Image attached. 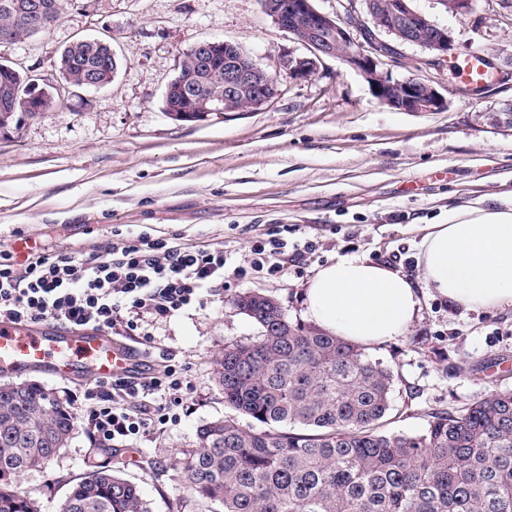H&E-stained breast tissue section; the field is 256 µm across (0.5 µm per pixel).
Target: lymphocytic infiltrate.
Here are the masks:
<instances>
[{
	"mask_svg": "<svg viewBox=\"0 0 512 512\" xmlns=\"http://www.w3.org/2000/svg\"><path fill=\"white\" fill-rule=\"evenodd\" d=\"M313 243H289L281 231L256 236L248 269L277 275L299 262ZM223 249L185 242L182 235L147 233L106 240L89 256L37 250L24 262L0 255V321H52L134 334L133 313L146 310L167 319L201 303L207 289L223 285ZM246 269L230 273L243 277ZM161 370L96 384L84 393L79 413L91 434L104 443H127L157 424L177 420L188 386L185 367L171 353Z\"/></svg>",
	"mask_w": 512,
	"mask_h": 512,
	"instance_id": "lymphocytic-infiltrate-1",
	"label": "lymphocytic infiltrate"
}]
</instances>
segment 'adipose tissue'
Here are the masks:
<instances>
[{"mask_svg":"<svg viewBox=\"0 0 512 512\" xmlns=\"http://www.w3.org/2000/svg\"><path fill=\"white\" fill-rule=\"evenodd\" d=\"M419 269L427 288L465 309L512 307V210L476 209L431 225ZM305 297L313 323L359 345L403 336L420 306L408 276L358 257L321 266Z\"/></svg>","mask_w":512,"mask_h":512,"instance_id":"1","label":"adipose tissue"}]
</instances>
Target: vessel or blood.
I'll return each mask as SVG.
<instances>
[{
    "instance_id": "obj_1",
    "label": "vessel or blood",
    "mask_w": 512,
    "mask_h": 512,
    "mask_svg": "<svg viewBox=\"0 0 512 512\" xmlns=\"http://www.w3.org/2000/svg\"><path fill=\"white\" fill-rule=\"evenodd\" d=\"M139 357L129 345L95 328L51 322H0V379L29 372L68 379L91 369L97 379L131 374Z\"/></svg>"
}]
</instances>
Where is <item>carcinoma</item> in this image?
<instances>
[{
	"mask_svg": "<svg viewBox=\"0 0 512 512\" xmlns=\"http://www.w3.org/2000/svg\"><path fill=\"white\" fill-rule=\"evenodd\" d=\"M2 30L32 37L0 8ZM63 53L77 77L98 63L78 40ZM234 304L260 329L215 360L234 415L202 424L176 463L181 489L207 512H512V390L439 413L420 434H388L389 369L291 323L265 294ZM74 428L69 404L43 384L0 382V512H40L6 480L44 467ZM60 512L152 510L137 485L91 457Z\"/></svg>",
	"mask_w": 512,
	"mask_h": 512,
	"instance_id": "carcinoma-1",
	"label": "carcinoma"
}]
</instances>
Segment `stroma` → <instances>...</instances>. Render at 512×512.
<instances>
[{"mask_svg": "<svg viewBox=\"0 0 512 512\" xmlns=\"http://www.w3.org/2000/svg\"><path fill=\"white\" fill-rule=\"evenodd\" d=\"M414 9L455 34L454 63L482 54L501 64L512 48V9L476 0L468 16L440 0ZM87 37L112 43L118 70L97 90L77 89L51 112L26 116L0 137V251L22 238L53 251L92 253L113 232L179 233L224 248L228 268L249 264L261 230L289 229V241L315 249L277 276L229 278L204 307L170 319L143 315L149 352L167 350L187 366L192 393L180 421L155 426L135 453L95 443L76 425L67 446L43 468L11 477L58 512L89 456L119 468L155 512H202L184 500L173 467L195 447L198 427L227 415L215 377L226 342H247L258 326L233 305L258 291L291 322L307 323L305 286L323 264L342 258L383 263L416 278V255L430 225L472 209L512 208V127L492 113L512 99V79L470 92L449 83L415 45L385 59L392 77L448 86L447 109L401 112L382 104L356 71L323 59L304 81L284 62L306 49L264 13L261 0H66L45 34L0 48V58L62 83L61 50ZM207 40L235 44L281 83L271 105L177 122L163 110L166 84L182 56ZM420 310L408 332L366 347L393 374L389 431L422 433L434 413H462L494 389L512 390V307L469 311L416 285Z\"/></svg>", "mask_w": 512, "mask_h": 512, "instance_id": "stroma-1", "label": "stroma"}]
</instances>
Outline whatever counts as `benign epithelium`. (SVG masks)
I'll return each instance as SVG.
<instances>
[{
    "instance_id": "obj_1",
    "label": "benign epithelium",
    "mask_w": 512,
    "mask_h": 512,
    "mask_svg": "<svg viewBox=\"0 0 512 512\" xmlns=\"http://www.w3.org/2000/svg\"><path fill=\"white\" fill-rule=\"evenodd\" d=\"M362 6H357V2ZM411 0H343V13L334 16L315 8L313 0H264V11L274 24L286 30L303 44L308 54L288 57L290 78L304 81L318 69L324 57L338 59L358 72L369 84L376 98L389 108L402 112H438L448 106L439 89L415 76L394 79L381 68L385 49H396L405 43L421 47L437 59L453 55L455 39L450 30L432 22L413 9ZM3 8L19 15L20 20L38 30L49 6L44 0H8ZM92 49L101 51L104 65L91 68L80 80L51 88L40 86L27 77L29 109L42 111L51 100L65 101L71 88L99 89L110 82L118 65L112 45L104 40H86ZM224 51V73L201 83L199 91H187L185 85L167 84L165 112L179 121L191 120V114L202 118L211 113L243 112L265 106L281 95L276 75L246 55L237 46L222 40L204 41L190 52L202 69L219 51Z\"/></svg>"
}]
</instances>
